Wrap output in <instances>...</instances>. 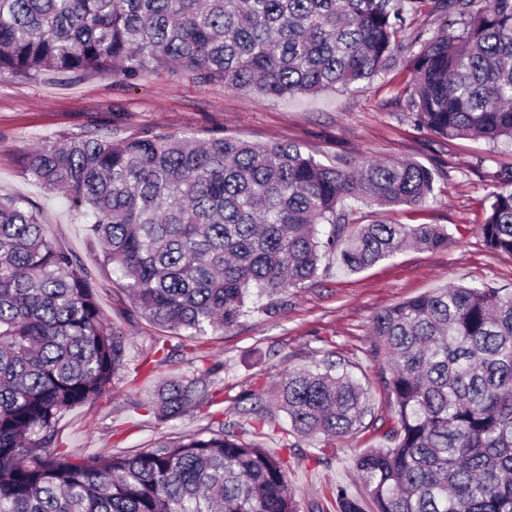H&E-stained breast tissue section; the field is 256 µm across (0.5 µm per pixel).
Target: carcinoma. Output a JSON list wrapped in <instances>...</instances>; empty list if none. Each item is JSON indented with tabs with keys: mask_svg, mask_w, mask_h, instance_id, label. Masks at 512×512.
Masks as SVG:
<instances>
[{
	"mask_svg": "<svg viewBox=\"0 0 512 512\" xmlns=\"http://www.w3.org/2000/svg\"><path fill=\"white\" fill-rule=\"evenodd\" d=\"M476 2L434 0L459 28L416 35L413 115L443 138L512 145V0ZM417 11L416 0H0V75L136 81L176 68L262 98L319 95L394 68ZM22 165L81 213L95 263L120 273L133 307L188 340L234 326L256 295L312 280L327 255L358 273L406 244L448 247L438 225L350 227L349 200L379 214L428 202L435 172L412 159L342 167L292 143L127 134L114 118L37 142ZM497 179L480 232L512 254V170ZM89 277L30 204L0 197V512H300L286 462L222 427L135 454L57 451L59 422L125 364ZM372 355L392 445L354 455L366 497L337 487L339 512H512V292L449 284L386 308ZM213 373L166 379L149 410L169 421L214 404ZM275 400L287 429L251 390L242 415L285 448L346 436L370 407L332 364L288 371Z\"/></svg>",
	"mask_w": 512,
	"mask_h": 512,
	"instance_id": "obj_1",
	"label": "carcinoma"
}]
</instances>
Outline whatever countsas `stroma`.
Listing matches in <instances>:
<instances>
[{
    "label": "stroma",
    "instance_id": "stroma-1",
    "mask_svg": "<svg viewBox=\"0 0 512 512\" xmlns=\"http://www.w3.org/2000/svg\"><path fill=\"white\" fill-rule=\"evenodd\" d=\"M451 22V16L422 7L398 37L395 68L361 88L317 96L263 99L221 85H200L183 71H163L132 83L99 74L39 81L0 76V196L26 199L40 209L46 237L88 266L101 308L125 337L126 366L116 373L110 391L60 421L61 452L71 458L133 453L159 438L196 434L222 422L233 424L241 439L258 440L239 414L240 394L252 390L271 401L287 370L330 361L369 387L371 411L362 425L330 445L308 438L296 439L288 449L270 438L262 442L286 460L301 512L315 507L338 512L334 490L340 485L362 495L352 458L358 449L387 446L386 433L394 425L371 357L374 316L449 283L492 282L512 290V254L490 250L480 233L489 195L496 189L494 175L512 167V147L481 139H442L411 117L407 48L416 29L433 36ZM113 113L131 131L294 142L327 164L414 159L436 170L434 197L422 206L393 208L387 218L395 224L444 226L448 246L406 249L359 273L323 259L312 281L274 299H260L233 327L197 340L192 352L173 355L156 367L142 364L153 347L177 345L178 337L136 312L118 286V274L93 265L80 214L30 179L20 164L22 152L38 139L79 134L92 120ZM217 362L224 366V391L211 413L193 409L179 419L161 421L143 410L162 379L196 377Z\"/></svg>",
    "mask_w": 512,
    "mask_h": 512
}]
</instances>
